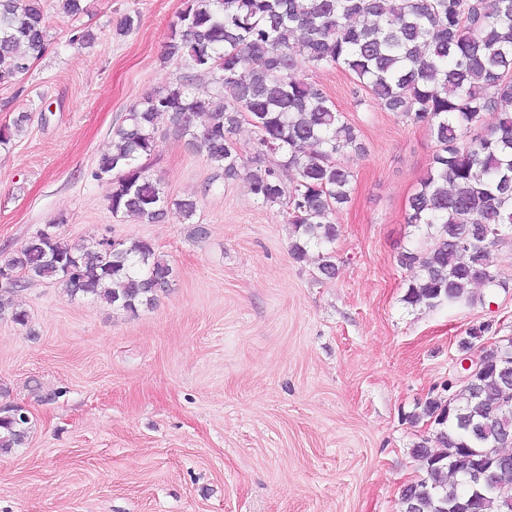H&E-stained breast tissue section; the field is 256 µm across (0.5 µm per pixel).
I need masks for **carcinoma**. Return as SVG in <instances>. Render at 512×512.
Wrapping results in <instances>:
<instances>
[{"label": "carcinoma", "instance_id": "1", "mask_svg": "<svg viewBox=\"0 0 512 512\" xmlns=\"http://www.w3.org/2000/svg\"><path fill=\"white\" fill-rule=\"evenodd\" d=\"M49 45L43 0H0V82L28 71ZM254 63L239 72L243 57ZM162 58L210 76L202 92L179 79L144 96L112 134V148L91 172L108 187L114 215L159 223L169 211L160 182L148 174L160 124L233 178L248 165L249 187L266 206L288 210L289 251L302 261L318 250V272L336 276L332 246L336 211L349 202L351 172L337 161L360 149L355 128L298 67L335 66L368 90L381 108L424 126L436 150L406 223L421 231L423 250L400 255L418 275L405 302L469 304L472 284H497L492 251L512 239V0H185L169 25ZM490 110L496 123L469 141L467 131ZM206 121L195 125V118ZM256 141L244 157L233 141L241 119ZM30 121L19 114L0 126L8 146ZM293 172L287 186L282 171ZM184 221L197 200L174 202ZM30 279L62 283L68 294L91 296L137 312L154 304L173 267L146 241H106L80 248L48 229L31 237L6 263ZM15 285L0 289V315L25 325L13 304ZM502 350L486 353L484 370L447 384L412 415L431 422L412 449L425 474L401 491V512H512L499 487L512 490V366ZM29 416L0 410V454L25 445Z\"/></svg>", "mask_w": 512, "mask_h": 512}]
</instances>
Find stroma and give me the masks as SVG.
<instances>
[{"label":"stroma","mask_w":512,"mask_h":512,"mask_svg":"<svg viewBox=\"0 0 512 512\" xmlns=\"http://www.w3.org/2000/svg\"><path fill=\"white\" fill-rule=\"evenodd\" d=\"M184 0H44L51 36L28 72L0 83V125L31 113L0 148V266L45 225L74 245L143 240L174 269L153 307L129 313L21 279L27 325L0 316V406L31 418L26 444L0 455V512H400L424 474L417 405L461 385V338L512 336V242L493 251L500 284L470 305H407L421 247L405 222L436 149L423 126L368 100L336 67L303 66L360 131L340 162L350 202L336 212L338 272L289 253L281 207L245 175L187 149L160 127L149 173L169 199H198L192 223L112 215L92 180L112 132L148 92L201 73L164 62ZM140 25L126 35V14ZM93 41L71 44L74 30ZM205 236L193 233L195 225Z\"/></svg>","instance_id":"35a3bbf8"}]
</instances>
